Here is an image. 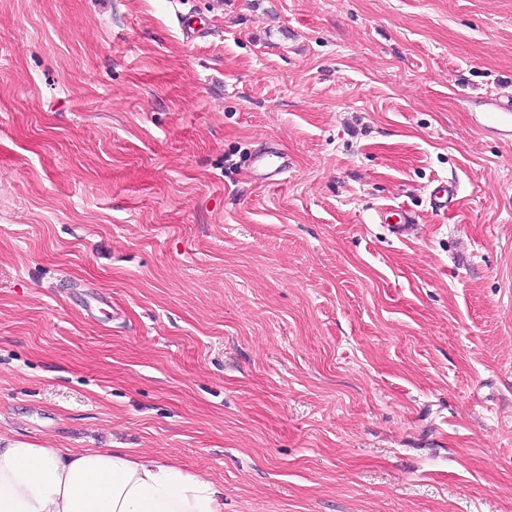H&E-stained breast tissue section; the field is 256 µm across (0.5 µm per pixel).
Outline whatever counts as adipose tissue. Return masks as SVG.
Segmentation results:
<instances>
[{"mask_svg":"<svg viewBox=\"0 0 512 512\" xmlns=\"http://www.w3.org/2000/svg\"><path fill=\"white\" fill-rule=\"evenodd\" d=\"M0 512H224V490L127 448H47L0 436Z\"/></svg>","mask_w":512,"mask_h":512,"instance_id":"ef3b65f1","label":"adipose tissue"}]
</instances>
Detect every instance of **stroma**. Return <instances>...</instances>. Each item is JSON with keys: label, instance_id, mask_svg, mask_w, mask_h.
<instances>
[{"label": "stroma", "instance_id": "1", "mask_svg": "<svg viewBox=\"0 0 512 512\" xmlns=\"http://www.w3.org/2000/svg\"><path fill=\"white\" fill-rule=\"evenodd\" d=\"M506 94L512 0H0V435L512 512ZM482 129H494L502 136H512V96H500L487 103ZM251 171L257 180L270 182L287 167L286 161H271L269 154H258L250 160Z\"/></svg>", "mask_w": 512, "mask_h": 512}]
</instances>
